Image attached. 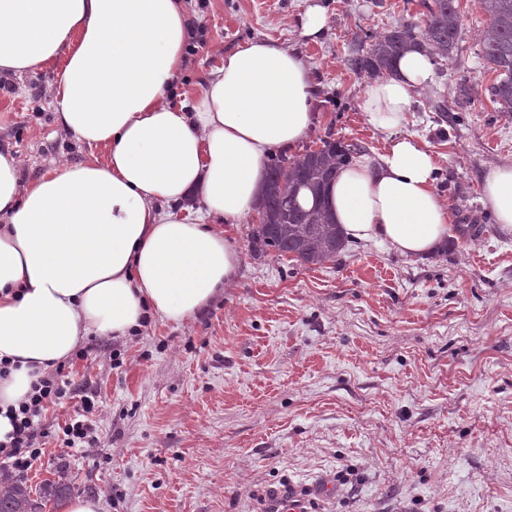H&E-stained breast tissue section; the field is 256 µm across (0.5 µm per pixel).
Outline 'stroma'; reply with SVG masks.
Masks as SVG:
<instances>
[{"instance_id":"obj_1","label":"stroma","mask_w":512,"mask_h":512,"mask_svg":"<svg viewBox=\"0 0 512 512\" xmlns=\"http://www.w3.org/2000/svg\"><path fill=\"white\" fill-rule=\"evenodd\" d=\"M315 2L326 23L310 39L305 0H189L205 33L181 71V99L224 53L271 37L314 75L304 146L328 137L383 150L358 108L368 80L347 69V46L354 32L418 21L422 0ZM458 3V52L433 55L401 128L438 161L452 247L419 259L356 242L305 265L255 246L257 220L246 218L236 277L202 313L89 337L87 358L66 362L72 383L100 400L98 446L60 458L49 441L29 485L64 477L100 512H264L269 488L319 479L336 491L312 512H512V229L496 224L481 188L488 167L512 163V113L488 93L480 0ZM57 72L0 76L15 89L0 93V146L28 182L88 154L55 122Z\"/></svg>"}]
</instances>
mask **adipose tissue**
I'll return each instance as SVG.
<instances>
[{
    "label": "adipose tissue",
    "instance_id": "1",
    "mask_svg": "<svg viewBox=\"0 0 512 512\" xmlns=\"http://www.w3.org/2000/svg\"><path fill=\"white\" fill-rule=\"evenodd\" d=\"M186 0H0V72L59 63L56 122L89 156L22 184L0 151V441L7 406L34 373L64 364L91 336L201 313L239 262L233 229L254 213L265 158L293 149L313 121L311 68L278 41L225 53L191 107L166 102L188 43ZM432 75L426 49L368 84L359 107L390 141L338 171L323 204L349 240L433 255L451 235L426 143L395 136ZM200 189L195 219L168 211ZM483 203L512 228V163L488 168Z\"/></svg>",
    "mask_w": 512,
    "mask_h": 512
}]
</instances>
